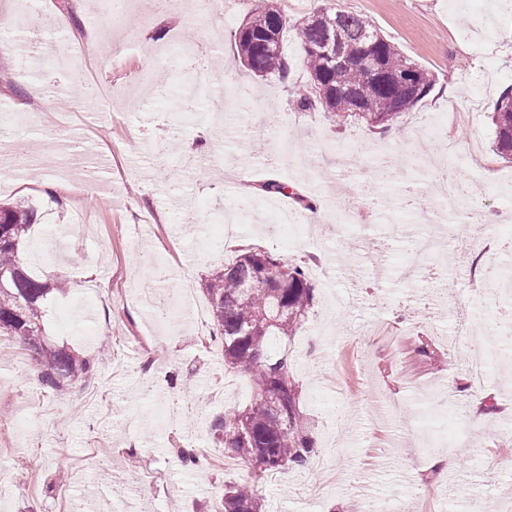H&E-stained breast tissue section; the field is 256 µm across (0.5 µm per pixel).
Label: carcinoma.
Listing matches in <instances>:
<instances>
[{"label":"carcinoma","instance_id":"carcinoma-1","mask_svg":"<svg viewBox=\"0 0 512 512\" xmlns=\"http://www.w3.org/2000/svg\"><path fill=\"white\" fill-rule=\"evenodd\" d=\"M316 17V21L311 16L302 21L298 32L297 61L316 79L309 91L289 87L291 64L282 49L287 17L275 4L265 5L247 23V29L234 34L244 66L256 76H278L297 108H319L333 122L362 119L387 130L432 90L433 77L382 36L374 45L381 78L359 67L357 59L365 50V37L376 33L362 16L323 10ZM272 29L276 30L277 46L268 49L262 46L263 35ZM327 42L336 45L345 63L338 64L309 49ZM357 104L375 111L360 116L351 111ZM492 122L495 152L512 159V92L502 94ZM34 219V210L28 205H0V273H4L0 280V336L34 352L42 366V386L62 391L70 382L92 372L93 364L44 342V304L53 291L62 288V283L35 278L20 262V246L28 239ZM248 275L257 279L255 286L246 281ZM203 291L223 341L224 365L248 377L254 389L249 406L213 420L214 439L234 458L252 461L262 472L307 465L312 440L297 406L296 386L287 390L276 387L283 378L293 379L288 351L275 353L270 345L277 338L296 335L313 304L311 281L297 265L266 251L248 250L216 269ZM257 507L253 485L245 480L225 486L215 512H257Z\"/></svg>","mask_w":512,"mask_h":512}]
</instances>
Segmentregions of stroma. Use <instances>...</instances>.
Instances as JSON below:
<instances>
[{"instance_id":"1","label":"stroma","mask_w":512,"mask_h":512,"mask_svg":"<svg viewBox=\"0 0 512 512\" xmlns=\"http://www.w3.org/2000/svg\"><path fill=\"white\" fill-rule=\"evenodd\" d=\"M263 0H244L232 18L189 15L164 5L128 10L126 0H45V17L71 41H97L109 10L125 12L137 41L113 39L112 57L97 77L132 92L142 107L112 104L111 120L76 121L67 136L32 131L27 115L46 109L17 62L14 45L0 59V203L35 206L38 226L68 240L57 260L33 266L62 280L45 309L47 340L94 359V378L64 391L45 389L30 371L31 352L0 339V512H55L66 498L71 512H105L88 491L93 477L110 474L112 499L125 512H211L225 483L255 480L261 512H357L363 497L388 494L405 512H486L512 499V382L490 371L480 419L472 417L467 350L437 342V303L463 311L486 304V346L502 348L488 324L512 308V290L468 283L442 289L459 255L494 248L503 224L512 225V161L492 150L491 114L512 86V8L504 0H276L289 24L288 58L300 52L298 23L323 9L362 15L400 52L436 79L430 94L391 129L351 120L337 124L323 111L299 112L274 77H258L241 62L236 30ZM214 52L218 88L206 103L164 99L170 72L193 74L184 57L172 69L158 62L171 42ZM430 142L436 160L427 176L399 164L396 178L375 180L374 162L396 154L402 139ZM195 139L199 164L186 165L180 144ZM483 176L458 209L494 210L504 222L479 233L447 221L436 272L411 271L393 226L431 228L443 178H468L472 154ZM108 161L106 181L93 194L61 186L64 171L92 155ZM274 179L287 194L243 199ZM316 198L328 215L305 224L303 236L267 234L265 220L293 210L297 197ZM258 248L302 263L313 278L314 302L301 331L285 347L309 425L313 459H335L345 475L319 497L312 467L289 470L282 485L256 478L253 463L185 467L179 451L213 450L211 423L249 405L253 390L224 366L211 306L201 288L209 274L242 250ZM189 262L193 298L203 321L182 317L167 325L145 311L139 294L153 289L172 300L176 279L156 281L157 267ZM95 270L83 280L82 270ZM96 311L85 323L79 298ZM431 340L428 354L418 353ZM96 391L92 402L83 395ZM462 434L459 468L440 466L441 440L421 428Z\"/></svg>"}]
</instances>
